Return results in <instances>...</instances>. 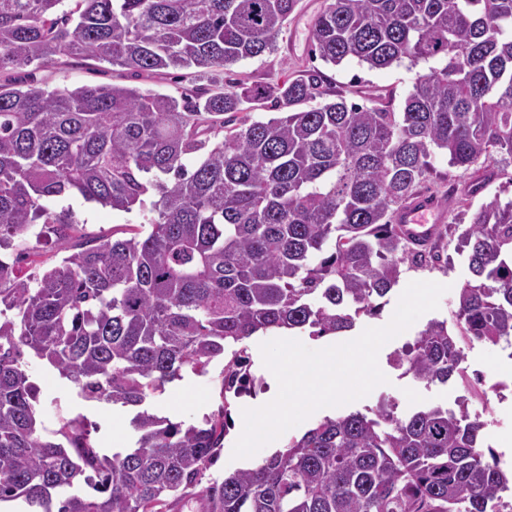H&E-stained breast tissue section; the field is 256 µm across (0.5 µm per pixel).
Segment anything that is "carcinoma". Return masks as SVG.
Masks as SVG:
<instances>
[{"instance_id":"obj_1","label":"carcinoma","mask_w":512,"mask_h":512,"mask_svg":"<svg viewBox=\"0 0 512 512\" xmlns=\"http://www.w3.org/2000/svg\"><path fill=\"white\" fill-rule=\"evenodd\" d=\"M299 0H0V72L63 55L163 74H207L276 49ZM310 53L419 73L394 110L360 88L347 102L315 66L283 83L174 97L120 85L46 93L0 83V503L24 512H486L512 487L483 448L468 403L483 379L464 345L512 341V199L429 244L401 232L400 209L427 194L431 159L499 171L512 163V0H330ZM273 102L281 115L257 119ZM200 157L187 168L186 157ZM80 195L150 224L68 247L30 277L32 226L75 229L48 198ZM457 241L469 278L457 318L432 319L392 362L418 382L461 379L457 409L326 417L260 463L205 472L224 448L231 402L184 426L144 408L189 370L229 357L223 389L247 384L252 336L310 328L321 338L377 316L401 265L440 261ZM88 402L136 409L133 446L110 453L87 416L41 419L26 357Z\"/></svg>"}]
</instances>
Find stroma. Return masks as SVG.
<instances>
[{
    "label": "stroma",
    "instance_id": "1",
    "mask_svg": "<svg viewBox=\"0 0 512 512\" xmlns=\"http://www.w3.org/2000/svg\"><path fill=\"white\" fill-rule=\"evenodd\" d=\"M328 0H300L288 25L277 38V49L258 57L248 58L230 66L226 71L214 72L211 78L196 77L193 70H182L177 78L167 76H134L125 69L100 63L91 59H77L60 56L54 63L34 70L35 82L41 89L52 92L73 89L83 85H126L144 91H154L173 96L192 94L201 90L225 89L237 83L274 84L288 80L298 70L312 65L310 35L315 22ZM322 72L332 86L345 92L355 91L357 86L367 85L386 89L394 94L395 103H402L412 88L416 77L415 68L408 64L394 65L385 69H371L366 64L351 59L341 65H322ZM48 208L58 211L71 210L81 235L86 238L121 237L129 227L148 223L149 213L138 210L126 213L95 203L85 202L82 197L73 195L47 200ZM445 256L451 257V265L435 269L404 268L398 284L386 297V304L379 315L357 318L350 330V337H358L365 328L386 325L392 317L398 300L406 286L412 281H433L448 285L449 290L440 298L437 310L427 312L407 331L386 343L378 355V364L387 376L385 384L375 387L369 395L355 402L337 407L336 412L345 415L354 411L368 412L374 409L381 398L395 401L398 414H406L415 409L441 405L455 408L458 396L465 390L460 381L452 379L448 383L415 381L412 376L403 374L391 363L395 351L413 342L418 332L431 319H454L458 293L469 272L463 256L457 255L453 247H445ZM464 365L471 374H479L485 383L491 384L500 379L512 377V356L502 346L475 342L468 346ZM30 371L40 388V401L45 421H52L57 409H65L71 414H83L95 421L100 430L95 436L99 447L127 448L135 440L130 425L134 414L132 408L109 406L82 400L75 389L58 374L40 361L29 363ZM224 371L223 360L211 363L204 375L184 372L181 379L166 385L162 394L152 399L149 412L174 421L199 423L206 415L222 405L220 381ZM261 397L242 396L233 399L231 405L232 427L224 439V448L217 464L209 471L210 476L227 475L240 468L250 467L252 462L267 457V450L258 451L254 458L236 459L232 456L233 447L243 428L242 410L257 407ZM471 411L481 413L486 423L482 431L484 445L493 447L496 452L512 455V399L499 401L494 394H487L485 401L472 402Z\"/></svg>",
    "mask_w": 512,
    "mask_h": 512
}]
</instances>
